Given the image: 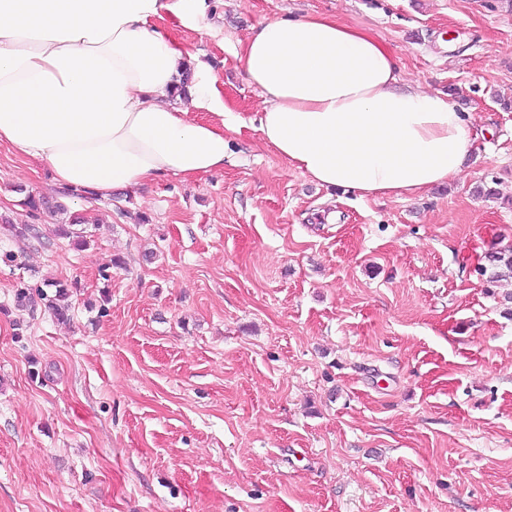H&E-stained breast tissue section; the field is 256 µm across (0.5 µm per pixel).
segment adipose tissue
Masks as SVG:
<instances>
[{"mask_svg":"<svg viewBox=\"0 0 512 512\" xmlns=\"http://www.w3.org/2000/svg\"><path fill=\"white\" fill-rule=\"evenodd\" d=\"M169 21L220 32L206 0H0V144L99 198L223 168L224 133L245 120ZM239 59L263 97V140L319 186L405 198L469 165L470 114L402 86L365 29L317 12L273 18Z\"/></svg>","mask_w":512,"mask_h":512,"instance_id":"ef3b65f1","label":"adipose tissue"}]
</instances>
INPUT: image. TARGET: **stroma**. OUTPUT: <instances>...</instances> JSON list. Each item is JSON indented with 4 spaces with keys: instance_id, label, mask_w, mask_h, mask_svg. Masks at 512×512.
<instances>
[{
    "instance_id": "stroma-1",
    "label": "stroma",
    "mask_w": 512,
    "mask_h": 512,
    "mask_svg": "<svg viewBox=\"0 0 512 512\" xmlns=\"http://www.w3.org/2000/svg\"><path fill=\"white\" fill-rule=\"evenodd\" d=\"M335 14L473 117L471 163L406 200L312 184L266 145L237 56ZM223 169L70 197L0 147V512H512V0H210ZM494 196H485V189ZM30 224L26 237L15 227ZM121 266H111L112 258ZM73 283L68 321L21 284Z\"/></svg>"
}]
</instances>
